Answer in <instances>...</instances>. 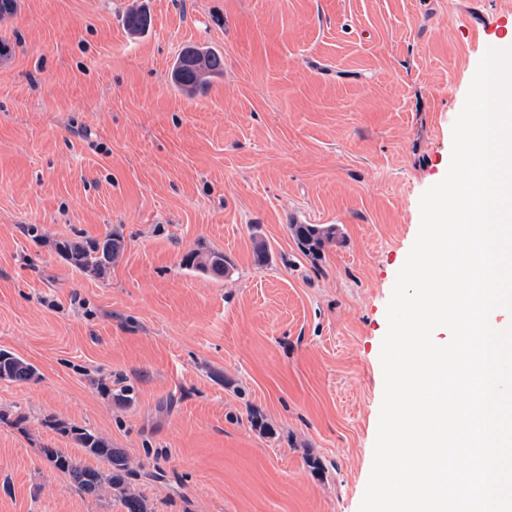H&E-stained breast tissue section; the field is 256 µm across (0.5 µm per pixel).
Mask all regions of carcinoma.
<instances>
[{
	"instance_id": "1",
	"label": "carcinoma",
	"mask_w": 512,
	"mask_h": 512,
	"mask_svg": "<svg viewBox=\"0 0 512 512\" xmlns=\"http://www.w3.org/2000/svg\"><path fill=\"white\" fill-rule=\"evenodd\" d=\"M150 18L145 11L134 5L129 8L125 25L132 33L145 30ZM224 72V56L217 51L199 50L195 47L184 49L172 71L175 85L185 90L205 86L208 80ZM291 232L301 250L308 255H318L324 246L336 237V227L322 224H292ZM124 249L121 236L110 234L102 240L87 242H65L58 245L59 252L76 269L100 275L109 268ZM185 269L222 276L227 272L224 255L214 251L192 250L182 259ZM37 376L35 368L10 352L0 350V380L28 383ZM72 441L80 448L105 459L110 468L105 472L84 467L64 454L58 448H43L41 452L58 470L69 474L80 490L87 494L97 493L102 486L113 488L124 486L127 467L123 453L110 447L92 431L80 427L66 430Z\"/></svg>"
}]
</instances>
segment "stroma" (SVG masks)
Here are the masks:
<instances>
[{
	"mask_svg": "<svg viewBox=\"0 0 512 512\" xmlns=\"http://www.w3.org/2000/svg\"><path fill=\"white\" fill-rule=\"evenodd\" d=\"M18 4L0 19V350L39 377L0 380V512H124L45 458L107 470L65 425L123 453L150 512H358L387 306L512 0ZM188 45L224 55L195 92L170 81ZM293 224L337 236L315 259ZM110 233L102 277L56 250ZM198 247L224 277L182 268Z\"/></svg>",
	"mask_w": 512,
	"mask_h": 512,
	"instance_id": "1",
	"label": "stroma"
}]
</instances>
